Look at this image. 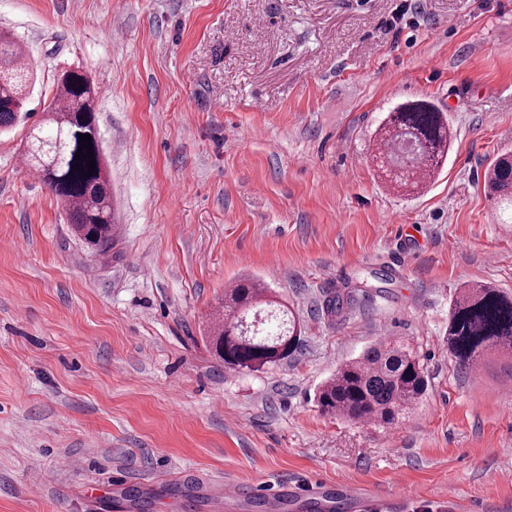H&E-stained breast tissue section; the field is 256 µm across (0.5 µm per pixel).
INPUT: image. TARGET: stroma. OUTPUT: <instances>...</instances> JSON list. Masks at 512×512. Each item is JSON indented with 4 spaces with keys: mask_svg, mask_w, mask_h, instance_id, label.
Listing matches in <instances>:
<instances>
[{
    "mask_svg": "<svg viewBox=\"0 0 512 512\" xmlns=\"http://www.w3.org/2000/svg\"><path fill=\"white\" fill-rule=\"evenodd\" d=\"M0 29L33 74L26 122L0 134V512H139L132 490L148 512H225L228 481L255 494L232 512L338 483L388 512H512V363L448 351L460 289L512 294V224L483 189L512 148V0H0ZM64 68L99 90L105 253L17 166ZM419 98L455 137L404 195L375 134ZM245 276L301 346L234 373L205 338ZM386 336L423 360L415 409L390 427L322 413L321 385Z\"/></svg>",
    "mask_w": 512,
    "mask_h": 512,
    "instance_id": "1",
    "label": "stroma"
}]
</instances>
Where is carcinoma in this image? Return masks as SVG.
<instances>
[{"label": "carcinoma", "instance_id": "obj_1", "mask_svg": "<svg viewBox=\"0 0 512 512\" xmlns=\"http://www.w3.org/2000/svg\"><path fill=\"white\" fill-rule=\"evenodd\" d=\"M12 78L0 85V129L22 118L29 67L23 46L0 34V67ZM98 92L78 70H63L45 108L46 134L33 132L48 142V153H27L26 169L50 187L65 206L73 233L101 252L112 247V192L105 170L102 140L96 126ZM91 136L95 168L84 157L76 160L78 134ZM380 167L397 188L416 193L426 179L448 158L454 139L444 112L431 100L415 99L396 104L377 129ZM79 168L71 169V165ZM91 170L84 177L82 173ZM484 189L512 211V152L500 154L484 173ZM269 308L270 333H242L249 312ZM224 321L210 329L209 346L235 371L268 369L288 359L300 346L301 330L287 306L272 299L255 280L237 284L224 295ZM448 348L459 365L487 362L496 352L512 359V295L491 285L479 284L456 297L448 315ZM428 390V379L414 347L401 337H389L370 347L361 357L336 368L319 389L321 410L352 421L391 425L406 417Z\"/></svg>", "mask_w": 512, "mask_h": 512}]
</instances>
